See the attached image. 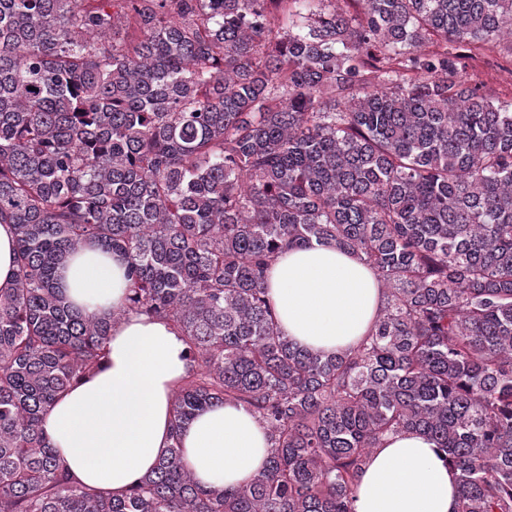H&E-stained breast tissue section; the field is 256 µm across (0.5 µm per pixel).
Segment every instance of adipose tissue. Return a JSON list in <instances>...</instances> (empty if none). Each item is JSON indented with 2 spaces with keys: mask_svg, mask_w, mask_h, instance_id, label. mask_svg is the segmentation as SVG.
Here are the masks:
<instances>
[{
  "mask_svg": "<svg viewBox=\"0 0 512 512\" xmlns=\"http://www.w3.org/2000/svg\"><path fill=\"white\" fill-rule=\"evenodd\" d=\"M125 260L88 244L60 271L67 299L106 317L126 306ZM279 327L322 354L355 348L382 305L376 272L352 254L315 244L279 254L267 277ZM191 368L166 320L116 323L104 363L61 396L42 428L74 480L112 492L140 485L171 441L172 395ZM183 459L204 488H237L265 464L266 430L242 407L207 409L182 430ZM454 472L417 432L389 436L362 468L353 512H457Z\"/></svg>",
  "mask_w": 512,
  "mask_h": 512,
  "instance_id": "1",
  "label": "adipose tissue"
}]
</instances>
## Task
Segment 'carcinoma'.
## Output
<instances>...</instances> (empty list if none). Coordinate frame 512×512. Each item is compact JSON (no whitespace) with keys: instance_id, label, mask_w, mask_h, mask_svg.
I'll use <instances>...</instances> for the list:
<instances>
[{"instance_id":"obj_1","label":"carcinoma","mask_w":512,"mask_h":512,"mask_svg":"<svg viewBox=\"0 0 512 512\" xmlns=\"http://www.w3.org/2000/svg\"><path fill=\"white\" fill-rule=\"evenodd\" d=\"M512 39V0H0V512H352L362 466L428 436L458 512H512V103L459 76ZM88 243L126 309L70 304ZM317 243L375 270L354 349L284 336L265 273ZM128 313L170 321L191 371L171 443L125 493L78 484L42 422ZM239 405L263 469L205 489L179 435ZM15 272V239L12 226L0 224V292L13 288ZM126 267L119 254L87 244L59 271L64 294L71 303L98 317L123 310L129 286Z\"/></svg>"}]
</instances>
